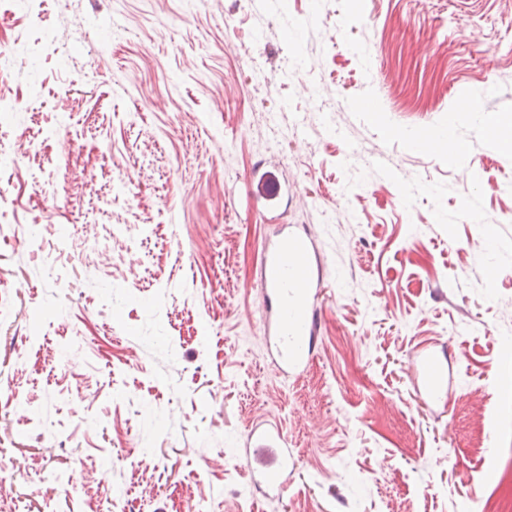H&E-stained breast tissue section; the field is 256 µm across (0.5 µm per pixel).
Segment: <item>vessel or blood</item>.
Wrapping results in <instances>:
<instances>
[{"instance_id":"vessel-or-blood-1","label":"vessel or blood","mask_w":512,"mask_h":512,"mask_svg":"<svg viewBox=\"0 0 512 512\" xmlns=\"http://www.w3.org/2000/svg\"><path fill=\"white\" fill-rule=\"evenodd\" d=\"M264 306L261 319L270 345L279 353L283 375L303 369L315 347L318 333L314 305L325 286L326 276L319 252L308 240L288 228L264 244L260 261ZM424 390L428 396L447 394L442 364L426 357ZM246 457L254 473L273 491L284 492L282 479L288 468V453L280 446V434L268 427H254L248 434Z\"/></svg>"}]
</instances>
